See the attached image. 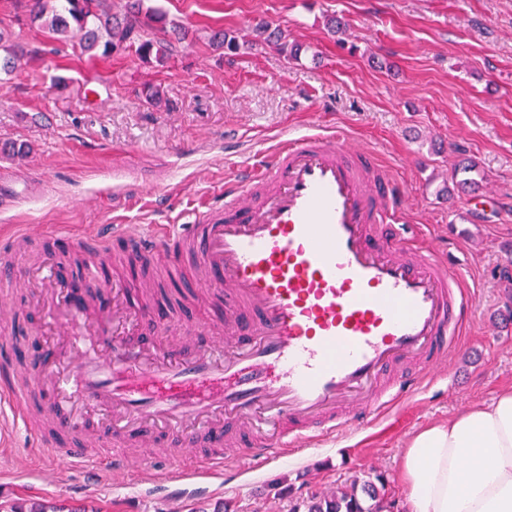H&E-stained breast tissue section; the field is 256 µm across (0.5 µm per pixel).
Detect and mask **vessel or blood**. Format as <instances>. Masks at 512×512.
Returning a JSON list of instances; mask_svg holds the SVG:
<instances>
[{
	"label": "vessel or blood",
	"instance_id": "obj_1",
	"mask_svg": "<svg viewBox=\"0 0 512 512\" xmlns=\"http://www.w3.org/2000/svg\"><path fill=\"white\" fill-rule=\"evenodd\" d=\"M182 233L116 224L113 246L196 271L211 310L188 350L182 325L122 277L89 293L58 257L0 285L42 291L45 332L17 333L0 308V403L52 461L96 477L164 459L175 489L210 495L246 451L266 466L304 442L373 423L414 396L473 309L458 276L395 221L404 200L386 167L341 133L284 140L225 178ZM56 238L88 275L99 237Z\"/></svg>",
	"mask_w": 512,
	"mask_h": 512
}]
</instances>
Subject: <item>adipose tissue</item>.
Returning <instances> with one entry per match:
<instances>
[{
	"label": "adipose tissue",
	"instance_id": "adipose-tissue-1",
	"mask_svg": "<svg viewBox=\"0 0 512 512\" xmlns=\"http://www.w3.org/2000/svg\"><path fill=\"white\" fill-rule=\"evenodd\" d=\"M410 512H512V387L415 431L401 455Z\"/></svg>",
	"mask_w": 512,
	"mask_h": 512
}]
</instances>
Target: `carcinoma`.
Instances as JSON below:
<instances>
[{
    "label": "carcinoma",
    "instance_id": "obj_1",
    "mask_svg": "<svg viewBox=\"0 0 512 512\" xmlns=\"http://www.w3.org/2000/svg\"><path fill=\"white\" fill-rule=\"evenodd\" d=\"M48 0H25V18L39 25L52 40L74 39L82 53L90 58L113 52H133L145 61L164 63L169 57L171 38L183 40L188 30L167 20L161 11L146 5V0H127L124 12H113L106 0H64L58 10H48ZM145 28H153L158 35L146 38ZM211 41L224 49V54H235L240 49L236 37L218 30ZM17 46L11 42L6 28L0 26V74L12 75L16 69ZM473 164H460L453 178L461 187H475L478 181ZM386 508L384 496L372 482L362 485L361 491L344 490L325 496L307 495L292 507V512H382Z\"/></svg>",
    "mask_w": 512,
    "mask_h": 512
}]
</instances>
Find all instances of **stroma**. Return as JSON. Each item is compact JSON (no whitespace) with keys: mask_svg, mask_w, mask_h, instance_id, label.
Returning <instances> with one entry per match:
<instances>
[{"mask_svg":"<svg viewBox=\"0 0 512 512\" xmlns=\"http://www.w3.org/2000/svg\"><path fill=\"white\" fill-rule=\"evenodd\" d=\"M188 28L165 66L117 53L91 59L0 20L23 51L0 82V145L24 142L0 169L28 187L0 190V231L37 224L83 236L103 224L181 217L226 173L287 135L338 130L372 150L406 202L401 221L448 256L474 315L442 366L405 404L325 446L292 449L263 468L240 460L207 512H288L292 497L383 478L394 512H410L401 450L424 426L490 404L512 385V0H150ZM344 20L342 32L326 27ZM305 47L286 59L255 25ZM237 36L238 54L212 45ZM157 86L148 104L144 85ZM475 188L456 187L462 160ZM27 430L0 447V502L65 512H188L166 473L139 470L91 483L85 469H53Z\"/></svg>","mask_w":512,"mask_h":512,"instance_id":"obj_1","label":"stroma"}]
</instances>
